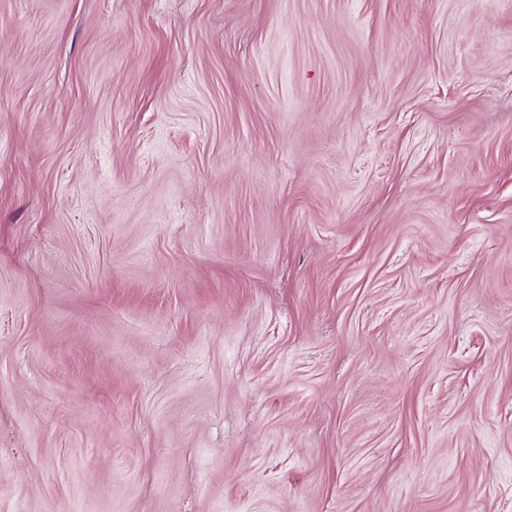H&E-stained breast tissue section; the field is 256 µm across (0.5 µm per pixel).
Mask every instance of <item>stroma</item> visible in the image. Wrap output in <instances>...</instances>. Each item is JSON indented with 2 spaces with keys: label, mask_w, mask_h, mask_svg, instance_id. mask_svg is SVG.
Instances as JSON below:
<instances>
[{
  "label": "stroma",
  "mask_w": 512,
  "mask_h": 512,
  "mask_svg": "<svg viewBox=\"0 0 512 512\" xmlns=\"http://www.w3.org/2000/svg\"><path fill=\"white\" fill-rule=\"evenodd\" d=\"M0 512H512V0H0Z\"/></svg>",
  "instance_id": "35a3bbf8"
}]
</instances>
